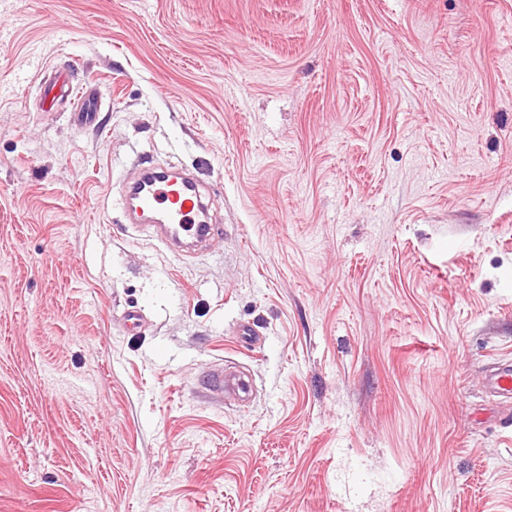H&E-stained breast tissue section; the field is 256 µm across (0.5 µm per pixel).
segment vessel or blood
I'll use <instances>...</instances> for the list:
<instances>
[{
  "instance_id": "vessel-or-blood-1",
  "label": "vessel or blood",
  "mask_w": 512,
  "mask_h": 512,
  "mask_svg": "<svg viewBox=\"0 0 512 512\" xmlns=\"http://www.w3.org/2000/svg\"><path fill=\"white\" fill-rule=\"evenodd\" d=\"M127 211L131 220L152 226L151 235L177 254L191 256L196 247L223 235L224 227L210 221L206 204L193 178L171 179L165 171L145 167L125 188ZM491 389L505 398H512V361L494 363L488 371ZM216 394L248 393V379L216 373L212 378Z\"/></svg>"
}]
</instances>
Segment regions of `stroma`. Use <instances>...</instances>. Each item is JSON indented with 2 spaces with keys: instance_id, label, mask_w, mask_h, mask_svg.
Returning <instances> with one entry per match:
<instances>
[{
  "instance_id": "obj_1",
  "label": "stroma",
  "mask_w": 512,
  "mask_h": 512,
  "mask_svg": "<svg viewBox=\"0 0 512 512\" xmlns=\"http://www.w3.org/2000/svg\"><path fill=\"white\" fill-rule=\"evenodd\" d=\"M508 357L512 0H0V512H512ZM124 195L131 224L150 223L151 237L183 257L224 234L223 224L210 222L199 187L189 176L172 180L163 170L145 167L127 183ZM488 383L491 389L505 398H512V361H498L488 371ZM211 387L217 395H223L224 391L247 394L250 391L249 380L236 375H229L224 370L213 375Z\"/></svg>"
}]
</instances>
